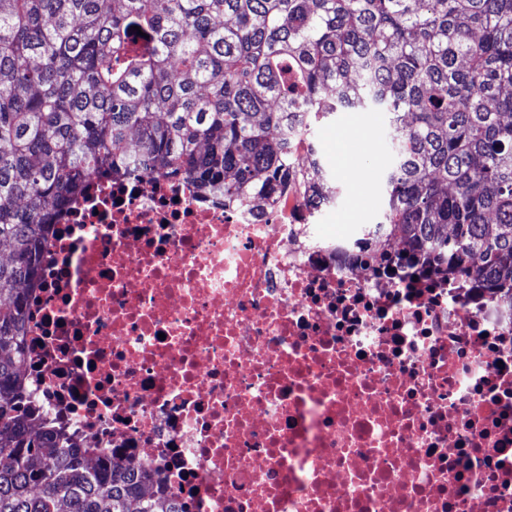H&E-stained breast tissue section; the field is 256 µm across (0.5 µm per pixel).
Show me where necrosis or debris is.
I'll list each match as a JSON object with an SVG mask.
<instances>
[{"mask_svg":"<svg viewBox=\"0 0 512 512\" xmlns=\"http://www.w3.org/2000/svg\"><path fill=\"white\" fill-rule=\"evenodd\" d=\"M303 185L92 178L42 250L23 412L182 512H512V309L364 259Z\"/></svg>","mask_w":512,"mask_h":512,"instance_id":"4bbe7bcc","label":"necrosis or debris"}]
</instances>
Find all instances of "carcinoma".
Masks as SVG:
<instances>
[{
	"label": "carcinoma",
	"instance_id": "cac0c4a2",
	"mask_svg": "<svg viewBox=\"0 0 512 512\" xmlns=\"http://www.w3.org/2000/svg\"><path fill=\"white\" fill-rule=\"evenodd\" d=\"M344 109L387 118L367 233L512 307V0H0V512H182L19 411L39 247L90 176L268 198L306 142L317 210L336 184L311 135Z\"/></svg>",
	"mask_w": 512,
	"mask_h": 512
}]
</instances>
